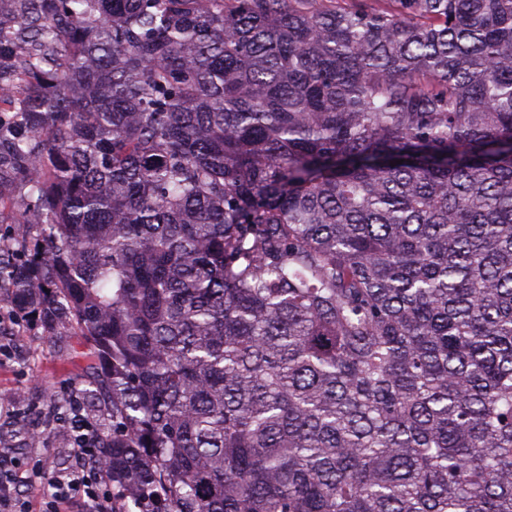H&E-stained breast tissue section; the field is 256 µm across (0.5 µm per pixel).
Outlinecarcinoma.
Here are the masks:
<instances>
[{
    "mask_svg": "<svg viewBox=\"0 0 512 512\" xmlns=\"http://www.w3.org/2000/svg\"><path fill=\"white\" fill-rule=\"evenodd\" d=\"M0 224L112 512H512V0H0Z\"/></svg>",
    "mask_w": 512,
    "mask_h": 512,
    "instance_id": "obj_1",
    "label": "carcinoma"
}]
</instances>
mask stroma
I'll use <instances>...</instances> for the list:
<instances>
[{
	"mask_svg": "<svg viewBox=\"0 0 512 512\" xmlns=\"http://www.w3.org/2000/svg\"><path fill=\"white\" fill-rule=\"evenodd\" d=\"M79 349L67 331L51 338L37 319L19 316L0 291V402L15 411L0 418V448L8 449L23 478L15 496L29 512H42L31 467L53 472L74 463L73 442L47 392L81 395L89 372Z\"/></svg>",
	"mask_w": 512,
	"mask_h": 512,
	"instance_id": "1",
	"label": "stroma"
}]
</instances>
